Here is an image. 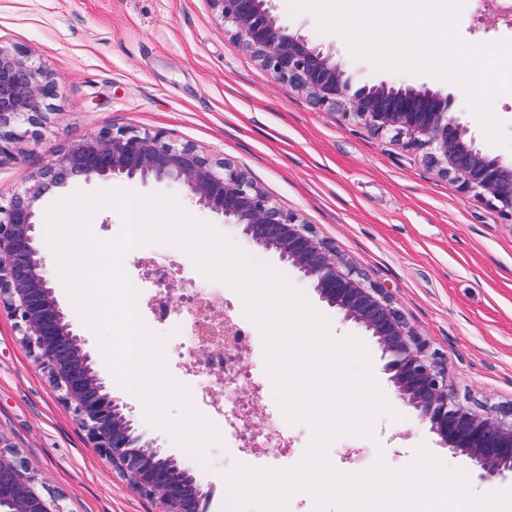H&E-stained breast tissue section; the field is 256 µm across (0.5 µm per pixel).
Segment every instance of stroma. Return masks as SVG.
<instances>
[{
	"label": "stroma",
	"instance_id": "1",
	"mask_svg": "<svg viewBox=\"0 0 512 512\" xmlns=\"http://www.w3.org/2000/svg\"><path fill=\"white\" fill-rule=\"evenodd\" d=\"M272 5L289 32L333 55L352 88L385 81L451 95L478 146L512 162V149L486 140L457 85L377 69L354 58L340 36L321 32L312 11L297 9L293 0ZM458 30L472 44L512 39L504 21L474 15L471 0L462 8ZM0 46L26 50L56 87L46 125L0 154V196L23 190L61 150L104 128L159 132L167 142L195 145L241 169L361 282L383 289L407 327L435 353L461 402L481 412L512 406V218L442 175L430 164L427 148L397 130L377 133L317 108L301 91L278 83L238 43L233 28L217 19L208 0H0ZM105 185L175 196L196 219L232 241H245L237 226L200 209L178 185L121 178ZM105 185L75 180L63 193ZM254 254L302 292L331 334L362 340L378 385L409 423L400 432L383 416L373 438H338L328 450L332 465L361 472L381 455L390 467L401 468L423 442L448 467L467 469L464 458L441 448L398 399L371 336L322 302L277 253L258 248ZM55 296L99 377L114 397L124 399L63 284H56ZM259 406L288 446L249 458L229 445L212 444L205 460H198L149 425L140 408L132 415L144 440L212 488L209 512H232L223 475L235 463L291 467L311 441L310 426L288 423L275 396L264 394ZM0 443L35 477L38 493L63 512H159L157 501L131 490L99 455L5 312L0 313Z\"/></svg>",
	"mask_w": 512,
	"mask_h": 512
}]
</instances>
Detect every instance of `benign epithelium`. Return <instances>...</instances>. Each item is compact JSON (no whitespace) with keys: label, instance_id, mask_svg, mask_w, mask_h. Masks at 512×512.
I'll use <instances>...</instances> for the list:
<instances>
[{"label":"benign epithelium","instance_id":"benign-epithelium-1","mask_svg":"<svg viewBox=\"0 0 512 512\" xmlns=\"http://www.w3.org/2000/svg\"><path fill=\"white\" fill-rule=\"evenodd\" d=\"M218 19L276 80L301 90L320 108L340 110L377 132L398 130L430 149L440 171L465 191L490 198L512 218V165L484 153L470 128L453 111V100L430 89L387 82L349 94L342 65L308 38L293 34L271 13L269 0H209ZM54 96L53 82L20 49L0 46V154L22 124L41 128L47 117L39 103ZM154 180L181 185L200 208L234 224L264 250H273L319 298L362 326L375 340L383 371L402 402L439 444L466 458L484 480L512 476V406L479 412L463 404L428 345L408 330L379 288L368 287L344 269L298 218L285 213L245 173L215 161L197 147L176 146L160 132L100 130L65 148L23 192L0 203V312L16 320L22 342L47 372L64 403L73 408L100 456L128 486L159 501L161 512H206L210 493L189 469L142 441L131 410L112 396L93 369L72 324L58 304L35 241L39 202L75 179ZM200 348L223 346L232 329L202 312ZM8 448H0V509L3 512H63L34 489Z\"/></svg>","mask_w":512,"mask_h":512}]
</instances>
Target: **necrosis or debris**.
<instances>
[{"mask_svg": "<svg viewBox=\"0 0 512 512\" xmlns=\"http://www.w3.org/2000/svg\"><path fill=\"white\" fill-rule=\"evenodd\" d=\"M180 268L167 259H148L133 276L132 282L140 298H161L166 283L179 276ZM187 311L181 312L179 321L173 323L176 342L169 345V352L186 349L189 358L182 367L191 376L198 397L208 407L213 423L218 427L225 441L236 448L260 451L273 444L271 433L256 432L245 428L243 418L248 410L250 396L262 395L269 384L268 376L248 370L233 369L230 356L225 352L200 353V337L190 323L192 308L211 303L219 304L220 310L237 333L238 351L251 347V336L242 313L224 299L220 289L200 291L195 288L185 292Z\"/></svg>", "mask_w": 512, "mask_h": 512, "instance_id": "4bbe7bcc", "label": "necrosis or debris"}]
</instances>
